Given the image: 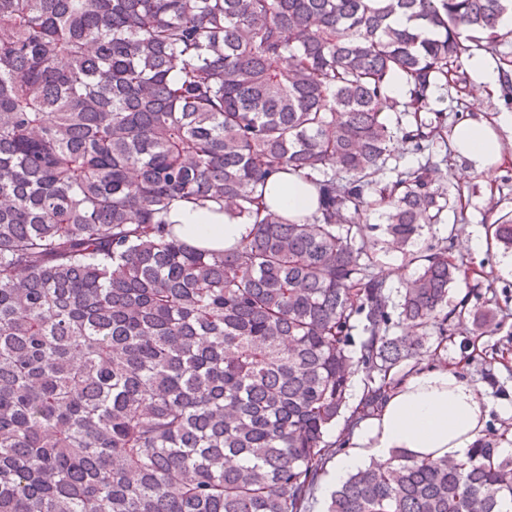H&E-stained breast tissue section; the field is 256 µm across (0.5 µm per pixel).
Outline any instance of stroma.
<instances>
[{
  "label": "stroma",
  "mask_w": 512,
  "mask_h": 512,
  "mask_svg": "<svg viewBox=\"0 0 512 512\" xmlns=\"http://www.w3.org/2000/svg\"><path fill=\"white\" fill-rule=\"evenodd\" d=\"M504 146L509 158L489 184L480 175L460 174L457 155L447 153L444 146L434 145L426 155L414 151L410 143L400 138L394 151L395 162L402 169L418 166L429 158L443 161V179L457 196L454 209L445 213L443 223L425 228L416 248L426 253L447 251L469 272L467 280L451 288V295L469 293L472 306L495 313L496 329L491 335L470 329L457 333L441 361L455 367L461 378L490 403L485 437L498 448L512 445V279L501 277L496 271L501 249L477 257L463 251L462 243L475 227L512 214V141H505ZM450 223L457 226L452 237L446 232Z\"/></svg>",
  "instance_id": "35a3bbf8"
}]
</instances>
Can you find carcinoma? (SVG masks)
<instances>
[{
  "label": "carcinoma",
  "instance_id": "carcinoma-1",
  "mask_svg": "<svg viewBox=\"0 0 512 512\" xmlns=\"http://www.w3.org/2000/svg\"><path fill=\"white\" fill-rule=\"evenodd\" d=\"M512 0H0V512H310L343 445L351 347L379 409L432 338L462 266L411 249L448 188L427 158L381 183L397 133L447 143L436 91ZM402 78L406 99L388 95ZM401 112L407 125L392 126ZM288 171L316 214L264 200ZM179 204L252 229L175 237ZM418 274L394 301L363 214ZM512 248V218L491 224ZM400 309L419 338L393 332ZM326 512H512V455L402 453Z\"/></svg>",
  "mask_w": 512,
  "mask_h": 512
}]
</instances>
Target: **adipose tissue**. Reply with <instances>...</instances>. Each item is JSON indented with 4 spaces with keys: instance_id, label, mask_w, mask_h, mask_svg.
<instances>
[{
    "instance_id": "ef3b65f1",
    "label": "adipose tissue",
    "mask_w": 512,
    "mask_h": 512,
    "mask_svg": "<svg viewBox=\"0 0 512 512\" xmlns=\"http://www.w3.org/2000/svg\"><path fill=\"white\" fill-rule=\"evenodd\" d=\"M505 130L512 131L510 112L495 119L468 116L454 125L453 148L466 172L494 178L505 158ZM265 202L291 218L312 216L318 207L315 187L287 172L269 178ZM169 219L174 232L198 249H235L250 231L249 225L224 213L189 205L175 207ZM489 411V402L454 368L420 363L389 389L374 416L349 432L347 451L337 460L331 480L342 483L364 465L388 462L399 452L418 460H466L483 434Z\"/></svg>"
}]
</instances>
